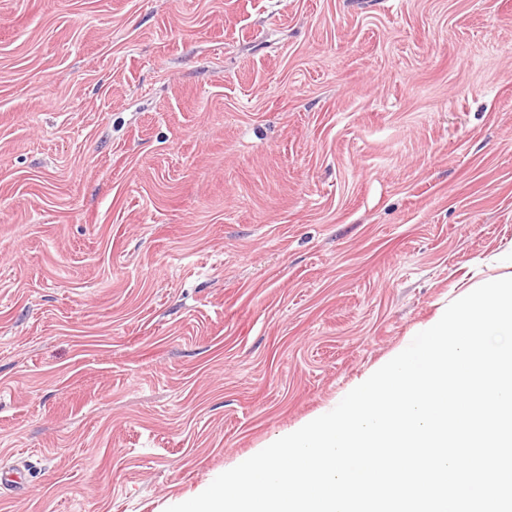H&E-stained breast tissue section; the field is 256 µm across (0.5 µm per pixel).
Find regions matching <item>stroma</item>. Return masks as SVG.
Instances as JSON below:
<instances>
[{
	"instance_id": "35a3bbf8",
	"label": "stroma",
	"mask_w": 512,
	"mask_h": 512,
	"mask_svg": "<svg viewBox=\"0 0 512 512\" xmlns=\"http://www.w3.org/2000/svg\"><path fill=\"white\" fill-rule=\"evenodd\" d=\"M512 242V0H0V512H166Z\"/></svg>"
}]
</instances>
